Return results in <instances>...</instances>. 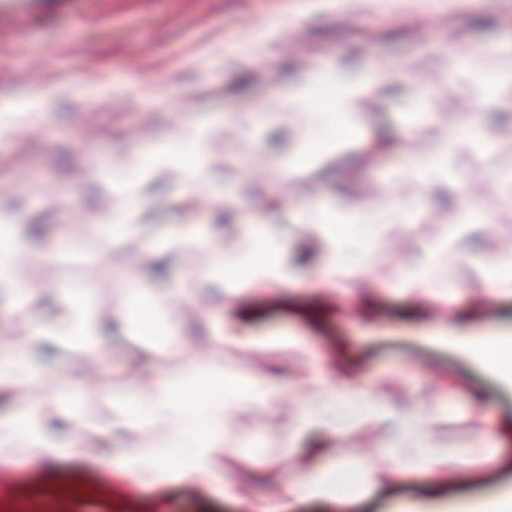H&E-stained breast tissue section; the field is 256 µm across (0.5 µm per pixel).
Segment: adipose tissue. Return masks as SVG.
I'll return each mask as SVG.
<instances>
[{
    "mask_svg": "<svg viewBox=\"0 0 512 512\" xmlns=\"http://www.w3.org/2000/svg\"><path fill=\"white\" fill-rule=\"evenodd\" d=\"M383 72L351 74L339 67L323 70L305 68L299 82L289 84L281 98L287 111H305L311 115L313 127L329 125L330 133L307 139L305 147L285 169L286 174L308 166L312 158L327 161L334 157V144L357 146L371 115L357 109V103L372 85L382 82ZM330 86L333 97L316 103L314 94L319 86ZM420 115L407 112L403 125L407 137L400 143L402 154L411 166L418 194H425L439 185L457 184L458 157L467 152L484 151L495 144V134L479 122H467L465 133L455 129L445 131L434 145L412 148L408 137L419 125ZM203 135H196L189 149L178 144H164L145 149L151 163L177 162L191 173H199L204 162ZM320 237L323 242L318 265L306 281V288L316 290L325 283H336L351 289L360 279L356 260L360 244L387 249L374 224L353 207L320 204ZM267 222L255 215L244 218L241 238L253 241L250 254L228 259L223 249L212 240L199 237L195 244L213 254L210 268L198 271V278L213 280L214 270L224 272L221 295L235 299L242 293H270L280 289L294 277V267L285 258L286 245L267 239ZM23 243L16 240L9 225H0V290L6 291L16 303L35 300L38 289L22 283L14 260L24 252ZM442 252L441 243L426 242L421 259L409 265L399 289L415 300L426 299L427 272ZM469 263L481 272L480 290L494 298L512 289V247L502 248L497 259L486 260L478 252L468 255ZM128 299L119 322L121 329L133 331L146 344H153V324L167 313L175 301L181 300L180 289L156 292L140 284L136 278L125 283ZM104 330L95 316L91 290L81 292L64 289L60 292V310L51 321L37 325L32 338L38 344L65 343L71 346H93L101 342ZM463 348L469 357L512 385V336L483 335L468 337ZM296 385L303 393L298 403V419L288 429V443L283 459L290 474L273 495L247 502L248 512H296L298 502L320 500L344 508L351 498L407 480L420 478L427 487L438 488L450 475L475 467L490 469L501 459L500 439L512 435V424L493 418L489 402L481 394L468 398L469 412L482 426L488 442L478 452H454L438 445L431 421L423 417L413 404H397L394 397L365 391L356 386L349 374H334L303 354L296 366ZM270 374L260 376L228 375L223 366L207 354L191 353L178 374L148 366L131 375L130 395L112 400V420L99 427L102 441L114 435L138 432L148 442L134 455L100 456L101 464L111 467L119 479H148L150 485L161 487L171 482L206 483L215 486L225 498H243L242 487L231 464L232 454L224 450V425L242 406L264 413L281 399L269 387ZM21 390L23 404L10 415L0 416V443L20 444L28 448L30 459L51 463L73 457L76 440L68 423L56 413L55 401L68 389L67 382L48 383L43 370L27 347L0 340V383ZM199 414L205 426L191 432L186 426L190 415ZM376 431L378 439L365 455L370 461L363 484L341 489L331 477L341 464L328 449L324 438L335 440L344 447L354 427ZM185 444L194 448L191 465L175 464L167 455L173 447Z\"/></svg>",
    "mask_w": 512,
    "mask_h": 512,
    "instance_id": "adipose-tissue-1",
    "label": "adipose tissue"
}]
</instances>
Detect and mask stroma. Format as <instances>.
<instances>
[{
	"instance_id": "1",
	"label": "stroma",
	"mask_w": 512,
	"mask_h": 512,
	"mask_svg": "<svg viewBox=\"0 0 512 512\" xmlns=\"http://www.w3.org/2000/svg\"><path fill=\"white\" fill-rule=\"evenodd\" d=\"M14 39L0 46V209L17 215L14 236L28 248L19 260L22 279L39 287L37 301L18 306L0 296V334L25 340L34 323L51 320L61 288L92 287L97 318L116 323L125 307L124 277L152 288L200 289L195 271L208 268L209 251L184 244L152 255L147 239L206 234L216 242L236 238L241 219L262 209L274 234L288 235L303 258L297 285L285 286L277 306L239 302L223 307L210 290L208 309L174 312L175 335L156 357L177 371L187 346L210 349L225 369H245L241 357L215 345L212 336L234 316L253 336L270 340L266 362L279 366L283 392L294 389L291 350L285 338L310 343L324 366L335 357L353 367L357 382L380 381L397 398L412 400L432 418L434 434L448 448H480L485 438L468 421L464 396L441 390L423 369L448 373L482 392L499 419H512V387L469 358L461 336L512 333V295L489 300L476 294L478 275L459 246L443 251L427 286L453 283L459 293L447 315L432 302L393 292L402 266L371 249L360 253L359 293L328 297L327 312L299 286L311 276L322 250L316 213L302 205L320 198L360 208L382 184L403 199L416 186L402 154L378 148L370 163L344 162L297 171L283 179L276 167L284 147L306 129V118L281 107V93L298 80L304 61L327 69L342 64L389 72L376 124L403 134L401 112L421 102L429 112L416 133L419 143L439 138L467 116L507 59L488 54L512 40V0H66L34 18L11 22ZM467 54L453 67L449 46ZM271 68L261 78L258 61ZM206 130L212 187L185 191L177 164L143 168L139 151L170 139L190 141L192 127ZM512 173V140L461 159V178L479 176L484 186L474 204L492 209V231L477 238L486 256L512 241V206L499 203V174ZM73 197L77 209H68ZM131 225L120 242L102 232ZM48 375L77 380L107 360L109 391L74 389L58 409L73 412L85 448H97V426L112 418V398L126 394L127 367L151 357L138 336L109 333L99 345L35 350ZM295 403L259 419L241 409L224 431L226 449L249 455L255 469L279 457ZM13 482L0 485V512H25L26 499L44 512H243L240 503L202 487L172 483L112 491V472L69 463L53 468L15 458ZM512 485V450L501 465L458 474L438 491L411 479L358 497L351 512H403L413 502L474 498ZM25 496H18L16 487Z\"/></svg>"
}]
</instances>
